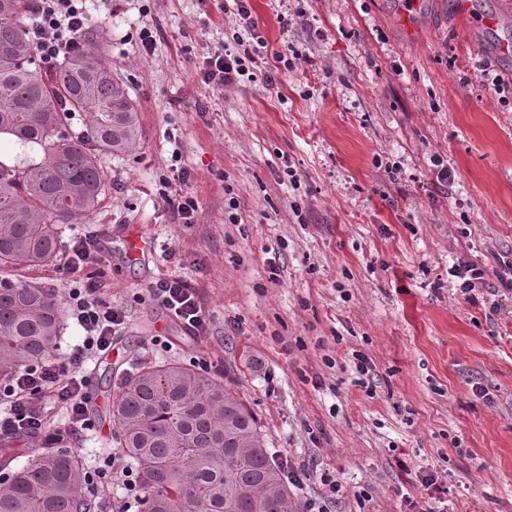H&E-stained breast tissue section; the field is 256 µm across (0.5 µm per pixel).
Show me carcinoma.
I'll return each instance as SVG.
<instances>
[{"label":"carcinoma","mask_w":512,"mask_h":512,"mask_svg":"<svg viewBox=\"0 0 512 512\" xmlns=\"http://www.w3.org/2000/svg\"><path fill=\"white\" fill-rule=\"evenodd\" d=\"M30 25L28 0H0V139L17 146L0 154V270L55 261L68 225L91 220L112 190L100 154L141 140L136 101L99 55H70L49 73ZM61 304L54 288L0 279V381L52 354ZM107 415L142 489L139 512H299L256 417L221 377L145 364ZM84 475L65 449L21 453L0 440V512H92Z\"/></svg>","instance_id":"carcinoma-1"}]
</instances>
